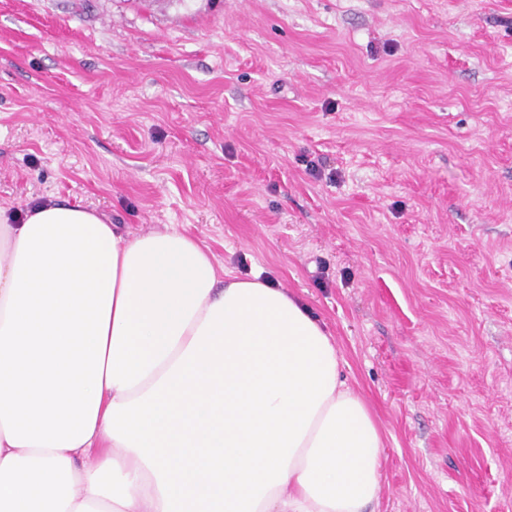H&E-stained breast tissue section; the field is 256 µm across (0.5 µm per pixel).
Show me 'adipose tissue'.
<instances>
[{"instance_id": "1", "label": "adipose tissue", "mask_w": 512, "mask_h": 512, "mask_svg": "<svg viewBox=\"0 0 512 512\" xmlns=\"http://www.w3.org/2000/svg\"><path fill=\"white\" fill-rule=\"evenodd\" d=\"M382 448L277 282L80 204L0 218V512H367Z\"/></svg>"}]
</instances>
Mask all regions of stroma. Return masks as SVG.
<instances>
[{"instance_id": "stroma-1", "label": "stroma", "mask_w": 512, "mask_h": 512, "mask_svg": "<svg viewBox=\"0 0 512 512\" xmlns=\"http://www.w3.org/2000/svg\"><path fill=\"white\" fill-rule=\"evenodd\" d=\"M47 199L304 300L376 512H512V0H0V213Z\"/></svg>"}]
</instances>
